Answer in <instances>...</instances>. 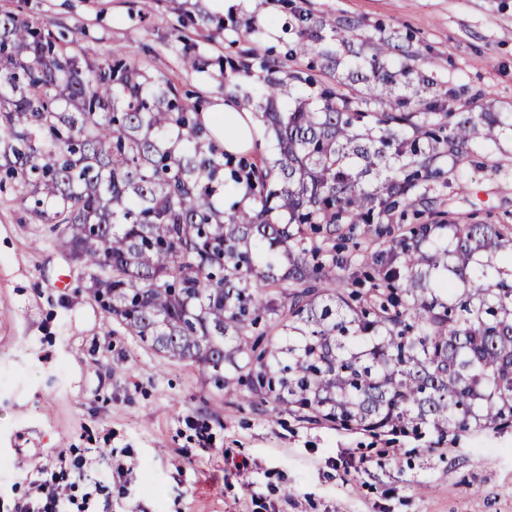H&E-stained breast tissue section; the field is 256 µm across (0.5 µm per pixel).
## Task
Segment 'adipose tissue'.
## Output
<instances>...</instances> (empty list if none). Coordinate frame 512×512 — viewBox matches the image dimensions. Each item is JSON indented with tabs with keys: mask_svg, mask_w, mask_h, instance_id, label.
<instances>
[{
	"mask_svg": "<svg viewBox=\"0 0 512 512\" xmlns=\"http://www.w3.org/2000/svg\"><path fill=\"white\" fill-rule=\"evenodd\" d=\"M201 119L227 154L239 156L253 152L259 137L253 113L227 103H218L210 111L202 113Z\"/></svg>",
	"mask_w": 512,
	"mask_h": 512,
	"instance_id": "obj_1",
	"label": "adipose tissue"
}]
</instances>
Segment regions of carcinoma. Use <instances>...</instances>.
Masks as SVG:
<instances>
[{
    "label": "carcinoma",
    "mask_w": 512,
    "mask_h": 512,
    "mask_svg": "<svg viewBox=\"0 0 512 512\" xmlns=\"http://www.w3.org/2000/svg\"><path fill=\"white\" fill-rule=\"evenodd\" d=\"M290 12V57L344 66L353 89L262 60L278 158L237 168L170 79L124 50L81 66L51 30L0 17V172L107 317L228 394L376 433L512 427V230L427 190L462 187L512 113L456 112L452 90L413 84L410 54L343 58L351 24H329L330 45ZM227 179L253 207L215 204ZM410 207L422 223L393 237ZM362 224L380 242L353 255ZM355 263L369 287L336 284Z\"/></svg>",
    "instance_id": "obj_1"
}]
</instances>
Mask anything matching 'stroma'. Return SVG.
I'll return each mask as SVG.
<instances>
[{"label": "stroma", "mask_w": 512, "mask_h": 512, "mask_svg": "<svg viewBox=\"0 0 512 512\" xmlns=\"http://www.w3.org/2000/svg\"><path fill=\"white\" fill-rule=\"evenodd\" d=\"M353 25L354 46L399 36L461 107L512 113V0H0L63 33L79 60L131 51L203 106L255 97L234 71L281 55L289 2ZM258 34L245 35V21ZM199 67L182 70V52ZM440 209L512 226V133L463 165ZM111 449L92 475L133 468L112 512H512V428L371 433L225 395L202 366L160 356L105 316L78 268L0 188V512L59 452Z\"/></svg>", "instance_id": "obj_1"}]
</instances>
